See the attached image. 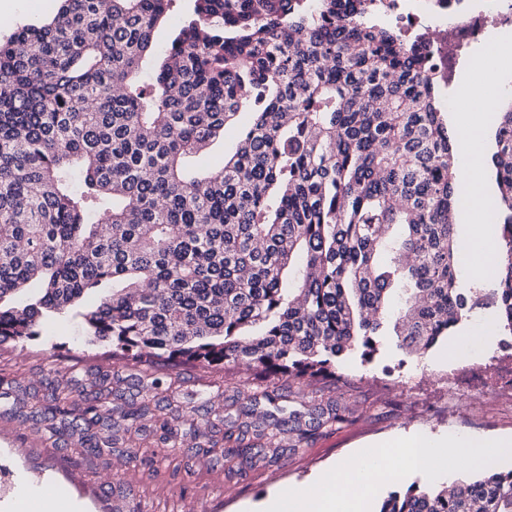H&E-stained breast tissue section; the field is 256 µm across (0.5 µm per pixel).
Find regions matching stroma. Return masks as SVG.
Listing matches in <instances>:
<instances>
[{
	"instance_id": "35a3bbf8",
	"label": "stroma",
	"mask_w": 512,
	"mask_h": 512,
	"mask_svg": "<svg viewBox=\"0 0 512 512\" xmlns=\"http://www.w3.org/2000/svg\"><path fill=\"white\" fill-rule=\"evenodd\" d=\"M54 0H0V37L25 24L48 20ZM492 308L474 309L447 340L426 353L410 355L394 332L378 337L367 360L351 354L336 378L303 387L293 379L270 382L247 367L210 370L194 363L144 366L112 358L108 344H90L80 317L68 313L46 322L39 337L26 344H0V512L12 500L18 473L33 483L53 477L69 485L89 512H256L283 482L314 481L332 463L370 442L397 441L416 434L444 437H512V402L476 388L465 401L442 389L455 355L471 360L503 350L512 342ZM148 373L175 382L171 404L163 406L173 431L169 441L158 433L114 436L111 457L89 455L78 436H52L37 422L47 382L90 386L105 379L126 399L139 393L137 378ZM275 392L283 412L307 414L314 407L340 405L353 415L341 425L321 428L300 450L282 447L280 457L241 473H230L223 459L200 453L207 441H222L223 419L237 415L250 395ZM211 422L209 437L194 438L195 426ZM138 448L139 459L127 448Z\"/></svg>"
}]
</instances>
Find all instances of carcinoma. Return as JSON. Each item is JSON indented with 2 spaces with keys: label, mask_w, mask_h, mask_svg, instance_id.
Here are the masks:
<instances>
[{
  "label": "carcinoma",
  "mask_w": 512,
  "mask_h": 512,
  "mask_svg": "<svg viewBox=\"0 0 512 512\" xmlns=\"http://www.w3.org/2000/svg\"><path fill=\"white\" fill-rule=\"evenodd\" d=\"M63 21L0 42V343L72 310L112 356L256 375H335L387 328L423 354L473 309L512 335V104L492 156L500 226L495 288L459 283L453 211L459 140L432 62L373 0H187L155 75L142 76L175 0H58ZM243 109L233 154L193 160ZM96 294L97 304L81 308ZM400 303H391L392 295ZM140 400L52 384L40 417L87 452L153 419ZM349 420L317 409L224 420L228 469L296 449ZM252 429L266 447L243 445ZM379 512H512V470L451 487L411 485Z\"/></svg>",
  "instance_id": "1"
}]
</instances>
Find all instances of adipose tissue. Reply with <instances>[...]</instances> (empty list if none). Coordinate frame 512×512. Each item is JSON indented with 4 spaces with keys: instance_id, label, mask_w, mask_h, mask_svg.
I'll return each mask as SVG.
<instances>
[{
    "instance_id": "ef3b65f1",
    "label": "adipose tissue",
    "mask_w": 512,
    "mask_h": 512,
    "mask_svg": "<svg viewBox=\"0 0 512 512\" xmlns=\"http://www.w3.org/2000/svg\"><path fill=\"white\" fill-rule=\"evenodd\" d=\"M468 118L457 130L464 144L460 179L465 188L467 237L459 246L465 274L474 280L494 267L498 244L491 235V224L484 189L476 178L485 165L484 133L497 102L479 96L471 86L461 87ZM512 449V442L472 436L433 440L424 435L383 446L356 449L352 455L321 474L311 485H282L278 493L263 503L261 512H362V492L398 480L406 470L434 475L465 465L483 467L494 456ZM20 512H72L75 503L68 490L52 484L20 482L15 496Z\"/></svg>"
}]
</instances>
